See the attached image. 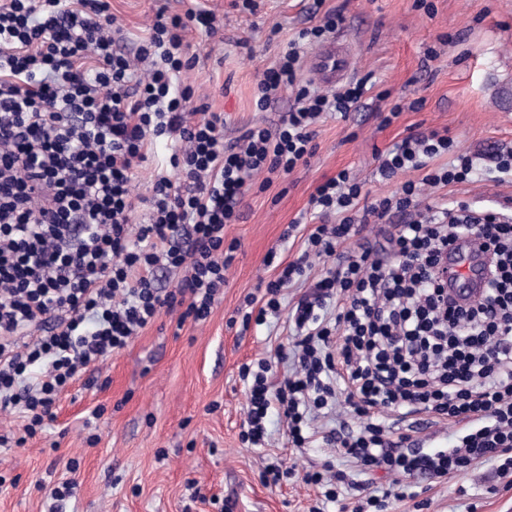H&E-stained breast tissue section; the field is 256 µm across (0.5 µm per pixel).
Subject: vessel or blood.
<instances>
[{
	"label": "vessel or blood",
	"mask_w": 512,
	"mask_h": 512,
	"mask_svg": "<svg viewBox=\"0 0 512 512\" xmlns=\"http://www.w3.org/2000/svg\"><path fill=\"white\" fill-rule=\"evenodd\" d=\"M310 70L323 84L338 83L348 70L346 46L329 41L313 54ZM491 276V254L481 240L467 237L448 255V292L464 302L484 292Z\"/></svg>",
	"instance_id": "b4317fda"
}]
</instances>
